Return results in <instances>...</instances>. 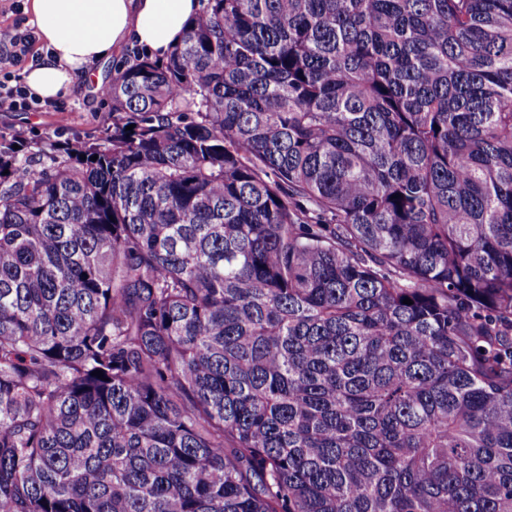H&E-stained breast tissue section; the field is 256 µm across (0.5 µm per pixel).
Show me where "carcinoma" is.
<instances>
[{
  "instance_id": "1",
  "label": "carcinoma",
  "mask_w": 512,
  "mask_h": 512,
  "mask_svg": "<svg viewBox=\"0 0 512 512\" xmlns=\"http://www.w3.org/2000/svg\"><path fill=\"white\" fill-rule=\"evenodd\" d=\"M202 2L0 135V512H512V0Z\"/></svg>"
}]
</instances>
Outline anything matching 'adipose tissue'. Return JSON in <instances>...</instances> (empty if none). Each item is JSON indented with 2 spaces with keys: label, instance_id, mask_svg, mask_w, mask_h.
<instances>
[{
  "label": "adipose tissue",
  "instance_id": "1",
  "mask_svg": "<svg viewBox=\"0 0 512 512\" xmlns=\"http://www.w3.org/2000/svg\"><path fill=\"white\" fill-rule=\"evenodd\" d=\"M200 8L199 0H31L46 52L26 69L25 82L54 99L72 90L74 74L126 47L165 57Z\"/></svg>",
  "mask_w": 512,
  "mask_h": 512
}]
</instances>
